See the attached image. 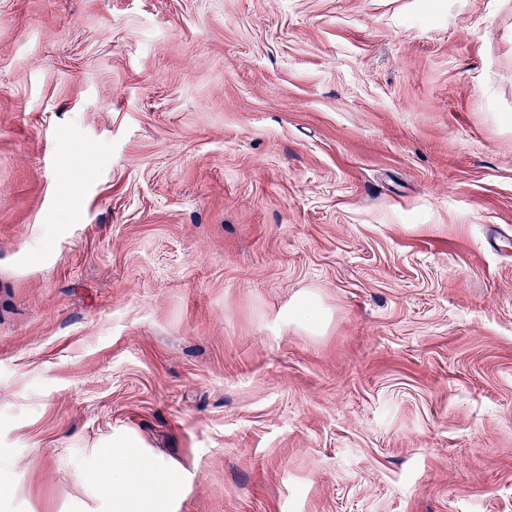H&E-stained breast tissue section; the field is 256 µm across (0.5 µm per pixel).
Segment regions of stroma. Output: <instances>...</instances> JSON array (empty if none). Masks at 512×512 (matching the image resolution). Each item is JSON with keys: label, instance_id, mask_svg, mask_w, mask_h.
<instances>
[{"label": "stroma", "instance_id": "35a3bbf8", "mask_svg": "<svg viewBox=\"0 0 512 512\" xmlns=\"http://www.w3.org/2000/svg\"><path fill=\"white\" fill-rule=\"evenodd\" d=\"M128 441L177 512H512V0H0V512ZM289 322L310 333H316L323 327L325 317L316 300L308 294H303L290 309Z\"/></svg>", "mask_w": 512, "mask_h": 512}]
</instances>
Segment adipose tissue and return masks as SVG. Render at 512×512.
<instances>
[{
  "label": "adipose tissue",
  "mask_w": 512,
  "mask_h": 512,
  "mask_svg": "<svg viewBox=\"0 0 512 512\" xmlns=\"http://www.w3.org/2000/svg\"><path fill=\"white\" fill-rule=\"evenodd\" d=\"M92 464L109 476L97 492L111 501V512H174L184 488L183 467L148 448H116Z\"/></svg>",
  "instance_id": "obj_1"
}]
</instances>
